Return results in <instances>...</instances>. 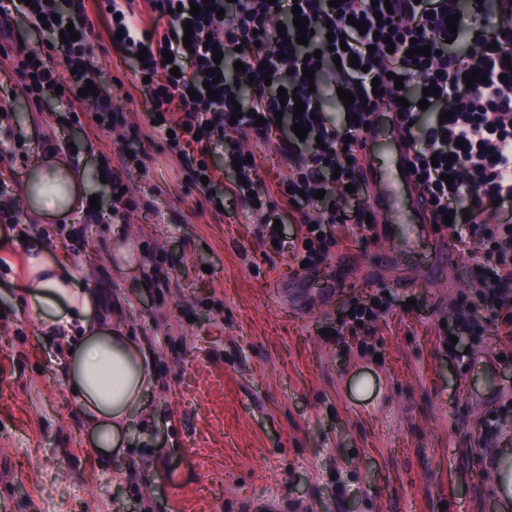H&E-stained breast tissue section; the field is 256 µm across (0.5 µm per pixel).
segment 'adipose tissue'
Returning <instances> with one entry per match:
<instances>
[{
    "instance_id": "adipose-tissue-1",
    "label": "adipose tissue",
    "mask_w": 512,
    "mask_h": 512,
    "mask_svg": "<svg viewBox=\"0 0 512 512\" xmlns=\"http://www.w3.org/2000/svg\"><path fill=\"white\" fill-rule=\"evenodd\" d=\"M82 194L76 177L59 161L35 165L22 186L30 211L59 218L78 210ZM28 280L29 299L44 314L47 331L81 325V335L68 348V385L86 413L96 451H122L132 425L144 416L153 382L146 349L114 330L111 317H93V296L41 247L31 250Z\"/></svg>"
}]
</instances>
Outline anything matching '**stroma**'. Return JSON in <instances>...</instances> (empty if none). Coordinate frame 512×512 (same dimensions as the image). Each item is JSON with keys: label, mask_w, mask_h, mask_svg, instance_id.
<instances>
[{"label": "stroma", "mask_w": 512, "mask_h": 512, "mask_svg": "<svg viewBox=\"0 0 512 512\" xmlns=\"http://www.w3.org/2000/svg\"><path fill=\"white\" fill-rule=\"evenodd\" d=\"M103 87L126 124L102 132L65 123L81 110L51 94L33 101L0 70V168L27 175L49 159L47 141L98 195L96 216L44 221L27 210L18 184L8 198L29 224L27 241L0 229V512H490L471 445L512 368V328L489 325L451 366L441 337L463 298L482 282L479 259L456 254L458 288H394L395 274L427 265L430 236L414 249L394 240L395 270L367 275L343 267L372 244L355 229L297 276L288 254L260 242L242 204L203 202L182 164L149 126L151 107L133 64L112 49L106 26L92 40ZM138 153L128 183L137 206L112 218L103 166ZM37 241L151 354L154 385L146 425L107 457L92 452L87 421L66 380V344L47 335L25 297L30 241ZM131 259L121 262L120 249ZM157 259L142 268L144 256ZM389 289L376 321L330 337L355 302ZM313 294L308 310L289 300ZM416 307H408L407 299ZM494 359L476 365L479 356Z\"/></svg>", "instance_id": "1"}]
</instances>
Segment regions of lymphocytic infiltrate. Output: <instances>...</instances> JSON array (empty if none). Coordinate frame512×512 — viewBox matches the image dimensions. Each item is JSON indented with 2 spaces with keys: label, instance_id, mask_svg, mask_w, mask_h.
<instances>
[{
  "label": "lymphocytic infiltrate",
  "instance_id": "obj_1",
  "mask_svg": "<svg viewBox=\"0 0 512 512\" xmlns=\"http://www.w3.org/2000/svg\"><path fill=\"white\" fill-rule=\"evenodd\" d=\"M192 0H0V33L8 32L9 17L19 15L40 31L45 43L59 52L60 68L42 60L41 52L4 49L0 66L20 75L26 92L40 97L61 88L64 96L86 89V104L100 131H111L123 121L109 96L99 89L101 73L90 59L91 41L100 19H107L112 46L133 60L156 115L151 128L172 135L170 152L183 164L200 194L223 190L241 201L251 217L263 224L266 244L291 249L294 262L321 259L337 242L336 229L355 225L362 240L372 228L365 222L363 186L355 174L360 162V137L381 99L392 100V119L412 156L409 180L436 208L430 217L450 241H473L483 252L484 286L479 298L485 311L477 317L461 305L453 333L482 338L485 324L512 326V224L504 222L496 201L512 202V0H389L390 12H379L371 0H213L212 11L191 16ZM308 19L312 30L307 45L297 44L293 8ZM224 17H217V10ZM457 15V31L446 18ZM499 23L486 32L489 15ZM191 31H184L185 21ZM368 26L359 33L357 23ZM73 25L75 38L61 39L60 30ZM344 37L345 49H330L328 34ZM429 46V56H409L411 45ZM221 62H213V50ZM172 62H165L164 51ZM144 61H137L138 52ZM243 72H236L235 62ZM178 75H171V67ZM215 67L220 80L218 100L204 95L206 69ZM314 72L313 79L302 75ZM476 73L479 82L467 87L464 78ZM380 95H373L372 80ZM403 90H396L395 80ZM438 89L427 109L418 102L424 88ZM288 99L279 102L278 89ZM352 91L349 116L330 115L339 106L338 89ZM196 97H189V90ZM304 102L294 117L295 102ZM241 118H234V111ZM282 118H275V111ZM263 124H256V117ZM307 128L305 139L292 132L293 123ZM234 131L271 146L288 164L287 184L271 189L263 184L245 152L233 149L241 160L240 175L225 180L224 171L209 158L214 142ZM354 192H346V184ZM324 190L326 205L317 217L302 215L299 242L287 246L274 231L275 220L294 212V200L305 196L315 203Z\"/></svg>",
  "mask_w": 512,
  "mask_h": 512
}]
</instances>
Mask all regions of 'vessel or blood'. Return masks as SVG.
<instances>
[{
	"instance_id": "b4317fda",
	"label": "vessel or blood",
	"mask_w": 512,
	"mask_h": 512,
	"mask_svg": "<svg viewBox=\"0 0 512 512\" xmlns=\"http://www.w3.org/2000/svg\"><path fill=\"white\" fill-rule=\"evenodd\" d=\"M360 157L357 176L366 188L375 220V240L381 245L380 250L362 266L363 272L370 275L390 264L391 257L382 245L393 238L394 230L401 225L406 210L414 211L421 232H432L433 226L428 220L427 200L417 194L410 198L405 195L408 186L405 169L412 157L403 144L397 126H390L385 131L379 124H372L365 135ZM436 243L432 273L426 280L427 285L434 287L447 283L455 259L447 239L437 238ZM482 469L488 478L486 489L498 512H512V458L500 455L496 449H486Z\"/></svg>"
}]
</instances>
